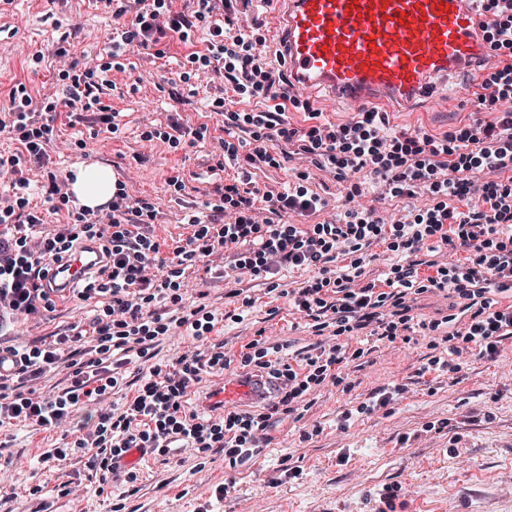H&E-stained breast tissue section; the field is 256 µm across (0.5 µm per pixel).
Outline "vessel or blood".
Wrapping results in <instances>:
<instances>
[{
	"instance_id": "1",
	"label": "vessel or blood",
	"mask_w": 512,
	"mask_h": 512,
	"mask_svg": "<svg viewBox=\"0 0 512 512\" xmlns=\"http://www.w3.org/2000/svg\"><path fill=\"white\" fill-rule=\"evenodd\" d=\"M273 51L291 85L323 89L353 112H387L419 98L473 100L471 86L441 91L449 73L478 64L490 23L474 0H267ZM96 245L85 244L53 265L44 281L64 295L98 268ZM262 379L228 373L219 398L254 396Z\"/></svg>"
}]
</instances>
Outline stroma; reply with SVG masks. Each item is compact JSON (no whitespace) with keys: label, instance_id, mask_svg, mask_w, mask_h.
I'll use <instances>...</instances> for the list:
<instances>
[{"label":"stroma","instance_id":"obj_1","mask_svg":"<svg viewBox=\"0 0 512 512\" xmlns=\"http://www.w3.org/2000/svg\"><path fill=\"white\" fill-rule=\"evenodd\" d=\"M106 0H10L0 6V103L16 83L44 93L60 86L63 68L54 52L68 42L76 61L92 58L107 63L113 33L126 24ZM206 31L197 29L190 43L173 39L164 57L146 51L127 55L124 70L110 71L111 87L101 96L116 111L117 133L84 121L55 123L51 163L29 171L31 203L44 202L50 178L68 181L81 164L111 167L131 199L156 204L154 233L175 241L189 236L191 215H208L224 184L235 175L223 165L218 144L222 118L211 110L224 93V79L209 71L195 74L185 66L186 55L206 48ZM299 107L288 110L293 125H301L304 108L322 112L339 124L350 119L343 103L323 90L298 92ZM191 126L207 125L205 139L195 145L163 142L171 119ZM472 103L437 106L418 99L387 115L393 133L420 132L434 136L459 134L488 120ZM306 173L304 185L328 202L316 221L338 219L348 206L372 207L390 217L407 207L433 205L432 195L416 199H382V189L360 185L358 177L339 181L309 158L298 156L282 167L254 170L253 180L264 190H282ZM179 177L181 187L170 185ZM305 271L283 272L274 286L260 284L243 304L234 279L224 276V255L215 253L186 268L181 294L184 309L204 304L226 312L227 320L208 336L223 343L232 367H239L243 344L263 331L268 345L297 354L320 342L307 318L288 302V293L308 279ZM92 302L60 300L56 309L27 317L0 329V347L50 341L71 325L88 329ZM198 342L184 329L163 336L152 361L133 359L125 367L127 383L148 375L176 353L196 350ZM363 356L343 371L340 384L325 383L311 391L303 406L269 429L266 454L245 464H232L220 452L177 456H144L138 464L137 491L122 486L99 489L79 454L46 464L45 451L69 449L64 429L34 431L23 425L0 428V512H198L211 503L213 512H379L380 494H396L395 512H512V338L503 341L496 359L463 354L457 372L423 373L432 351L426 339L389 345L375 340ZM399 387L387 407L367 414L362 403L381 387ZM295 469L297 477L286 474ZM72 486L63 495L62 486ZM228 486L226 495L217 489Z\"/></svg>","mask_w":512,"mask_h":512}]
</instances>
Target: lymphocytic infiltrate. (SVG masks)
<instances>
[{"label":"lymphocytic infiltrate","instance_id":"f902f5d3","mask_svg":"<svg viewBox=\"0 0 512 512\" xmlns=\"http://www.w3.org/2000/svg\"><path fill=\"white\" fill-rule=\"evenodd\" d=\"M197 2V9L189 12L173 10L172 0H152L136 11L110 51L112 67L118 70L128 51L150 50L171 37L188 42L192 28L204 21L208 46L205 52L190 53L187 60L224 77L228 94L214 101L225 133L220 146L225 158H241L245 164L225 185L220 203L212 205L210 221L190 216L194 231L171 256H163L151 230L157 217L154 206L130 200L121 188L113 193L106 213L82 208L53 235L36 239L28 234L44 217L29 206L23 172L48 164L58 114L73 124L92 110L105 131L118 130L115 113L100 100L103 88L93 68L73 72L69 83L39 104L25 85L14 86L8 112L0 113V133L19 144L16 152L0 154V174L11 179L9 193H0V224L15 228L13 234L0 236V324L41 308L54 309V300L42 286L47 266L62 262L85 241L98 244L103 263L85 278L79 296L105 300L91 321L95 358L82 360L79 332L8 350L0 360V426L14 421L36 429L75 424L74 445L103 486L135 482V473L122 464L134 448L160 456L176 449L221 451L242 464L261 456V434L273 416L293 413L310 389L338 381L339 370L363 355V348L351 345L355 333L364 330L380 342L407 344L438 330V323L412 315L409 297L414 292L429 287L452 291L467 316L463 327L441 337L444 350L431 357L429 369L457 370L460 355L471 346L495 358L501 342L512 338V302L492 298L493 293L512 290V192L507 189L512 183V111H495L498 101L512 99V58L498 60L491 76L494 90L478 98L479 109L493 113V120L459 136L469 147L465 153H455L447 139L428 134L393 136L377 112H359L336 125L310 110L305 126L296 127L288 120V82L262 50L260 18L233 29L213 14L234 13V0ZM251 101L255 109L245 110ZM297 155L313 156L319 169L333 171L339 180L364 174L393 197L423 192L440 194L443 200L391 221L371 209L349 208L338 224H287L284 216L316 213L325 208V200L301 187L260 190L253 186L250 172L261 165L279 167L281 160ZM475 173L485 181L473 201L470 177ZM465 199L468 211H458L457 202ZM260 208L266 217H257ZM380 243L411 254L456 243L467 257L459 264L435 265L427 277L420 276L411 261L396 265L382 284L361 283L365 255ZM223 248L234 252L224 273L239 282L285 269H317V276L291 292L289 303L311 319L315 332H330V343L290 364L267 358L262 349L243 357V365H258L279 383L276 402L258 414L228 411L212 418L188 408L187 398L202 378L224 371L226 354L216 350L186 352L173 357L166 368H153L124 410H117L107 396L121 387L122 369L132 357H149L156 339L171 326L188 327L201 339L223 322V314L200 305L170 324L158 308L162 302L181 303L186 263ZM340 255L348 257V264L331 269ZM61 366L71 371L68 387L57 393L34 388V381Z\"/></svg>","mask_w":512,"mask_h":512}]
</instances>
